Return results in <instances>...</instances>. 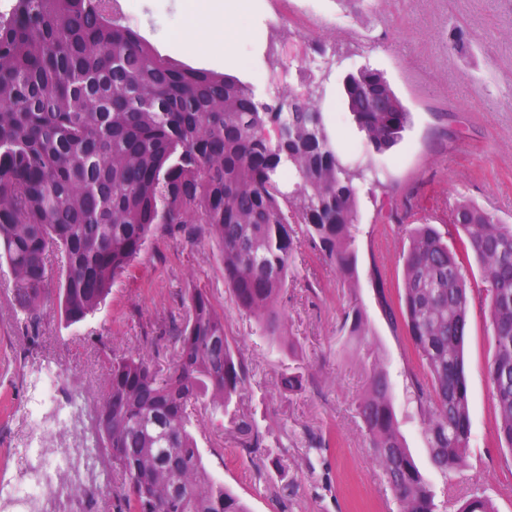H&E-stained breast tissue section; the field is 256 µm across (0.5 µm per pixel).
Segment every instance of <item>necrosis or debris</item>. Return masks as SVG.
<instances>
[{
  "mask_svg": "<svg viewBox=\"0 0 512 512\" xmlns=\"http://www.w3.org/2000/svg\"><path fill=\"white\" fill-rule=\"evenodd\" d=\"M63 375L43 363L30 382L20 417L27 432L16 439L13 470L0 476V512H85L104 488L86 448V422L94 402L74 387L59 399Z\"/></svg>",
  "mask_w": 512,
  "mask_h": 512,
  "instance_id": "necrosis-or-debris-1",
  "label": "necrosis or debris"
}]
</instances>
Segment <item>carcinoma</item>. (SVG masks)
I'll use <instances>...</instances> for the list:
<instances>
[{"instance_id":"1","label":"carcinoma","mask_w":512,"mask_h":512,"mask_svg":"<svg viewBox=\"0 0 512 512\" xmlns=\"http://www.w3.org/2000/svg\"><path fill=\"white\" fill-rule=\"evenodd\" d=\"M264 99L224 73L161 55L112 17V0H9L0 9V264L13 298L36 323L47 260L65 256L59 310L76 324L96 313L112 285L157 230L202 231L220 247L224 285L238 310L277 339L288 269L303 237L348 283L358 279L354 224L363 187L383 186L371 161L336 150L312 73ZM342 98L365 141L382 155L402 142L411 112L385 75L362 68ZM295 111L282 140L265 117ZM413 196L389 201L376 221L396 225L402 252L399 312L430 377L416 399L431 406L425 435L446 477L467 466L471 408L464 344L469 331L468 266L488 300L494 358L487 368L501 447L512 451V224L459 199L451 209L466 245L460 255L433 224H406ZM364 311H346V343L366 335ZM174 360L157 368L135 352L115 357L94 414L101 456L118 482L105 496L124 512H249L206 468L194 410L228 412L247 370L224 332V315L201 290L171 329ZM382 476L400 512H437L435 494L398 429L387 373L373 367L358 404ZM239 448L262 447L254 420L231 417ZM458 512H497L474 494Z\"/></svg>"}]
</instances>
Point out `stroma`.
Returning <instances> with one entry per match:
<instances>
[{
    "mask_svg": "<svg viewBox=\"0 0 512 512\" xmlns=\"http://www.w3.org/2000/svg\"><path fill=\"white\" fill-rule=\"evenodd\" d=\"M305 27L284 22L272 0L267 18L252 31L257 46L240 80L260 97L287 92L295 63L326 68L323 109L336 147L347 158L365 154L364 142L339 96L344 75L367 66L385 74L412 114L402 143L372 162L397 194L416 189L419 203L409 224L444 227L454 202L474 201L512 224V0H296ZM463 38L465 48L450 45ZM372 196L360 200L355 234L359 280L348 286L313 249L301 243L290 267L279 333L262 336L240 313L224 286L216 242L158 234L129 272L112 287L95 314L74 325L60 318L57 293L63 258L49 259L48 297L37 325H28L13 300L8 268L0 267V427L16 423L24 402V354L56 355L65 380L104 392L114 356L159 340L150 356L160 367L172 362L171 320H184L189 294L200 289L224 315V331L242 352L246 388L236 415L255 418L266 444H282L281 469L263 454L236 446L229 419L213 420L199 406L196 433L206 467L243 498L251 512H398L386 489L369 439L356 414L373 366L391 380L398 428L419 468L431 480L439 512H457L474 493L491 497L498 512H512V452L500 448L496 407L487 378L494 357L492 326L479 272H472L469 332L465 343L471 406L467 468L445 477L432 469L423 415L415 397L426 382L402 322L388 318L402 285L403 239L394 225L374 221ZM361 307L369 332L345 345L344 312ZM305 378L291 395L281 378L291 369ZM329 439L326 448L316 438Z\"/></svg>",
    "mask_w": 512,
    "mask_h": 512,
    "instance_id": "obj_1",
    "label": "stroma"
}]
</instances>
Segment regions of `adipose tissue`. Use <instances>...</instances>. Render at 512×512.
<instances>
[{
    "label": "adipose tissue",
    "instance_id": "ef3b65f1",
    "mask_svg": "<svg viewBox=\"0 0 512 512\" xmlns=\"http://www.w3.org/2000/svg\"><path fill=\"white\" fill-rule=\"evenodd\" d=\"M173 7L171 24L157 37L188 55L223 58L225 69L236 66L240 46L249 40L250 18L261 16L259 0H141L147 17Z\"/></svg>",
    "mask_w": 512,
    "mask_h": 512
}]
</instances>
